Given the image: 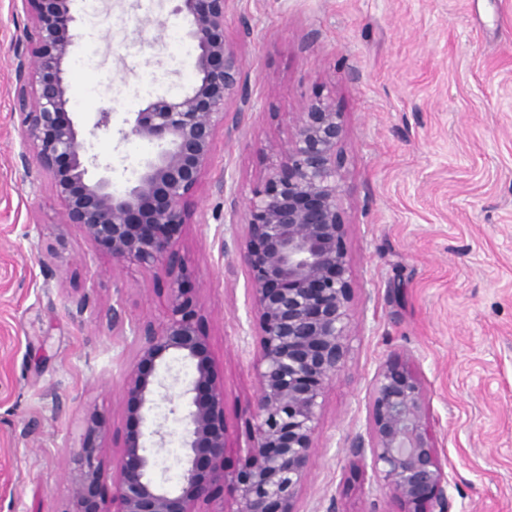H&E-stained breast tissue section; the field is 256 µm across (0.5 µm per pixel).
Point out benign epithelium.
Returning a JSON list of instances; mask_svg holds the SVG:
<instances>
[{"label":"benign epithelium","instance_id":"benign-epithelium-1","mask_svg":"<svg viewBox=\"0 0 512 512\" xmlns=\"http://www.w3.org/2000/svg\"><path fill=\"white\" fill-rule=\"evenodd\" d=\"M228 0H177L174 12L196 45L195 82L182 96L149 103L135 113L119 141L133 136L157 145L134 183L112 187V162L90 154L68 117L71 86L64 63L75 43L72 0H22L31 18L15 46V97L24 128L18 160L51 179L64 223L106 248L112 261L160 268L165 312L124 324L121 310L104 314L112 328L128 329L135 362L126 371L127 413L154 404L157 363L178 356L194 368L185 398L184 464L179 487L157 483L156 450L127 431L118 447L114 480L117 512H202L225 481L224 383L215 376L208 336L200 328L196 296L182 288L188 275L176 244L189 220L185 207L212 164L215 136L226 123L227 100L239 91L242 62L224 35ZM345 125L333 99L317 97L297 113L295 133L269 146L276 156L246 207L239 242L256 350V406L248 463L230 477L235 512H297L312 466L314 436L325 387L344 366L351 331L341 170ZM98 423L77 455L72 512H108L102 495ZM353 456L371 462L373 478L399 504V512H449L447 476L438 439L426 416L424 386L404 361L377 369L367 436Z\"/></svg>","mask_w":512,"mask_h":512}]
</instances>
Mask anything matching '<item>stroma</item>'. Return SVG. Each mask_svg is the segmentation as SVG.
I'll use <instances>...</instances> for the list:
<instances>
[{
    "mask_svg": "<svg viewBox=\"0 0 512 512\" xmlns=\"http://www.w3.org/2000/svg\"><path fill=\"white\" fill-rule=\"evenodd\" d=\"M171 0H75L71 95L96 105L72 117L93 153L131 185L154 143L117 142L151 98L191 85L171 63L168 27L186 31ZM30 19L0 0V512H71L74 459L89 419L101 425L106 474L131 427L122 394L131 339L102 325L123 298L125 320L161 318L153 270L114 265L64 222L51 180L18 161L13 46ZM224 35L242 61L250 100L218 131L214 162L188 201L178 249L224 380L225 471L245 460L254 412L256 338L237 243L246 201L304 103L342 112V202L354 288L349 352L325 391L298 512H397L349 451L365 432L375 373L397 356L420 375L448 476L450 512H512V0H230ZM93 54L96 68L78 70ZM152 95L136 96L146 72ZM112 107V131L96 128ZM172 357L163 396L139 424L162 427L154 479L175 486L183 424L169 396L192 379Z\"/></svg>",
    "mask_w": 512,
    "mask_h": 512,
    "instance_id": "stroma-1",
    "label": "stroma"
}]
</instances>
